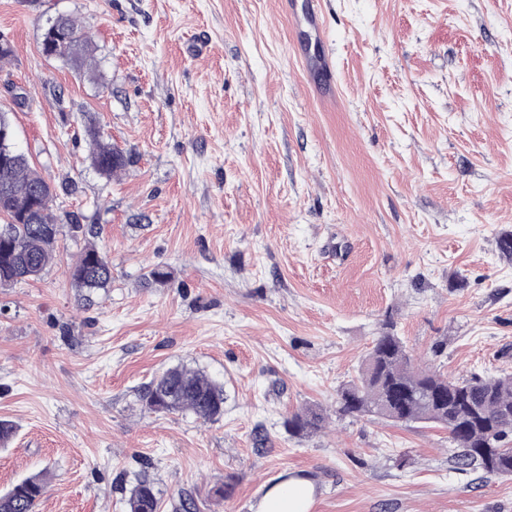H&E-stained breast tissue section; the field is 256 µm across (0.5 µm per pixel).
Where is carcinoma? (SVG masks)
<instances>
[{
  "label": "carcinoma",
  "instance_id": "obj_1",
  "mask_svg": "<svg viewBox=\"0 0 512 512\" xmlns=\"http://www.w3.org/2000/svg\"><path fill=\"white\" fill-rule=\"evenodd\" d=\"M39 51L45 58L64 59L77 69L92 70L95 47L70 16L49 17L42 28ZM92 167L110 178L129 164L127 153L104 140L99 128L86 127ZM11 188V199H0L1 229L9 239L0 248V285L36 279L53 260L59 234L52 215L54 190L30 166L24 154L0 171V183ZM77 288L108 287L112 271L95 248L85 249L71 267ZM141 400L151 413H189L205 421L224 415V385L205 373L183 366L168 368L143 387ZM337 411L346 416H375L393 423H425L448 430L459 449L457 459L486 474L512 476V375L449 379L412 365L411 355L393 324L385 323L357 375L336 390ZM322 409L312 405L292 412L288 432L308 437L322 428ZM44 475H32L0 493V512H35L44 494ZM127 512H158L153 486L138 480L129 489Z\"/></svg>",
  "mask_w": 512,
  "mask_h": 512
}]
</instances>
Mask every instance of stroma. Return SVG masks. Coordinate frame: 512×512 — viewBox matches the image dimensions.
Segmentation results:
<instances>
[{"label": "stroma", "instance_id": "1", "mask_svg": "<svg viewBox=\"0 0 512 512\" xmlns=\"http://www.w3.org/2000/svg\"><path fill=\"white\" fill-rule=\"evenodd\" d=\"M321 7L300 40L279 0H0V112L77 187L54 261L0 288V493L43 471L36 512H126L139 474L160 512H253L291 472L311 512H512V478L461 468L446 429L336 412L387 319L417 365L512 373V0ZM43 13L92 35L93 73L39 53ZM91 122L130 154L119 175L91 166ZM72 213L112 266L92 294ZM155 266L168 280L145 285ZM177 365L223 384L219 421L143 409ZM313 404L324 429L290 436Z\"/></svg>", "mask_w": 512, "mask_h": 512}]
</instances>
